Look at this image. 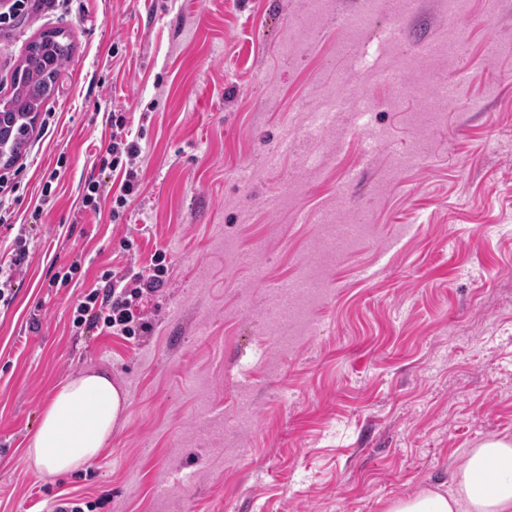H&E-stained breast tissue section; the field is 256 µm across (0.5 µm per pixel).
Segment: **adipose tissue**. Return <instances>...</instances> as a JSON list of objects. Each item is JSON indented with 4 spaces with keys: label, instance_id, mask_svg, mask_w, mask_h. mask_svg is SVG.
Segmentation results:
<instances>
[{
    "label": "adipose tissue",
    "instance_id": "1",
    "mask_svg": "<svg viewBox=\"0 0 512 512\" xmlns=\"http://www.w3.org/2000/svg\"><path fill=\"white\" fill-rule=\"evenodd\" d=\"M126 396L101 372L61 382L45 405L27 456L49 476L88 465L112 439ZM452 493L434 489L388 502L384 512H512V440L489 437L471 448Z\"/></svg>",
    "mask_w": 512,
    "mask_h": 512
}]
</instances>
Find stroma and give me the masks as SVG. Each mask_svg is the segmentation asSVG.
<instances>
[{
    "label": "stroma",
    "instance_id": "1",
    "mask_svg": "<svg viewBox=\"0 0 512 512\" xmlns=\"http://www.w3.org/2000/svg\"><path fill=\"white\" fill-rule=\"evenodd\" d=\"M363 0H28L0 31V96L29 45H72L8 180L27 271L0 307V512L49 500L93 512H383L448 494L470 448L512 438V0H418L336 54ZM465 55L421 59L448 35ZM505 52L486 61L489 40ZM420 94L393 105V76ZM457 83L438 122L433 77ZM366 94L381 140L341 116L303 137L311 108ZM137 140V196L101 170L113 115ZM418 165L396 172L404 153ZM104 190L83 210L88 180ZM46 197L35 213L38 197ZM364 217L326 254L323 212ZM163 287L139 310L149 335L72 324L104 273L155 252ZM376 274L360 280L359 268ZM323 280L293 340L271 331L268 289ZM108 373L127 397L111 442L82 470L42 477L27 443L54 388ZM247 399L249 419L237 403Z\"/></svg>",
    "mask_w": 512,
    "mask_h": 512
}]
</instances>
